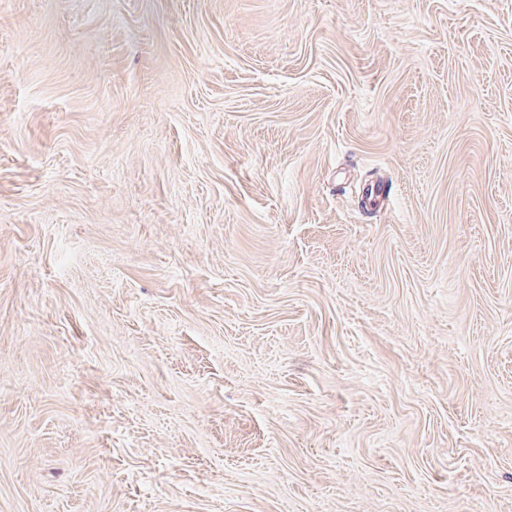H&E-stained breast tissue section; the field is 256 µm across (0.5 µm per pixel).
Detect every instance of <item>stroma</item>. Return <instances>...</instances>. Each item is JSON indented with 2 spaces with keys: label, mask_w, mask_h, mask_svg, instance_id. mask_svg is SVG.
I'll return each instance as SVG.
<instances>
[{
  "label": "stroma",
  "mask_w": 512,
  "mask_h": 512,
  "mask_svg": "<svg viewBox=\"0 0 512 512\" xmlns=\"http://www.w3.org/2000/svg\"><path fill=\"white\" fill-rule=\"evenodd\" d=\"M0 512H512V0H0Z\"/></svg>",
  "instance_id": "1"
}]
</instances>
